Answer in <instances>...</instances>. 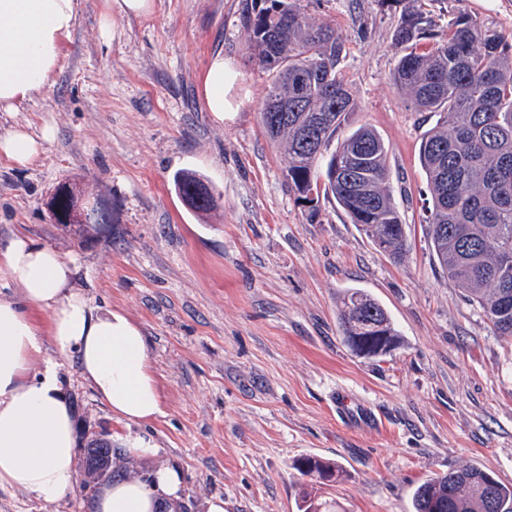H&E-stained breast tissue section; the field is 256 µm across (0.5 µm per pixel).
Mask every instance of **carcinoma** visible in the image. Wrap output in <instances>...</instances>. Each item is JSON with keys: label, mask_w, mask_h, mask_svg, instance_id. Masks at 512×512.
<instances>
[{"label": "carcinoma", "mask_w": 512, "mask_h": 512, "mask_svg": "<svg viewBox=\"0 0 512 512\" xmlns=\"http://www.w3.org/2000/svg\"><path fill=\"white\" fill-rule=\"evenodd\" d=\"M299 0H264L265 7L241 18L250 57L271 74L261 107L270 141L284 150L283 176L298 198L312 203L320 173L324 191L359 225L376 250L399 262L406 253L401 213L388 190L389 164L384 140L361 126L326 156L328 146L356 109L340 64L344 45L335 28L316 24ZM428 22L415 13L401 18V46L392 72L394 86L416 112L439 115L420 146L430 206L426 234L440 267L475 304L499 336H512V36L481 26L459 13L448 37L418 46ZM206 180L192 170L174 174L181 199L198 214L216 207L214 194L192 202ZM74 189L58 196L60 216L77 208ZM339 327L348 349L370 357L365 346L384 335L400 336L385 309L359 288L339 298ZM293 468L307 482L299 492V512H332L319 487L335 481L341 467L306 456ZM412 512H512V484L480 467L450 470L423 480L414 490Z\"/></svg>", "instance_id": "1"}]
</instances>
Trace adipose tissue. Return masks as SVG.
Returning a JSON list of instances; mask_svg holds the SVG:
<instances>
[{"mask_svg": "<svg viewBox=\"0 0 512 512\" xmlns=\"http://www.w3.org/2000/svg\"><path fill=\"white\" fill-rule=\"evenodd\" d=\"M77 18V0H0V112L18 111L50 86ZM234 77L223 55L210 58L202 87L216 119L229 109L224 87ZM53 136L50 128L38 139L14 128L0 136V155L28 166ZM0 268L20 292L16 300L0 297V487L55 503L74 487L78 446L58 359L76 355L82 377L126 425L155 419L161 394L143 329L122 310L91 305L74 285V258L17 233L0 243ZM38 312L48 315L47 331L34 319ZM125 445L129 456L149 463V472L103 484L94 512H174L180 470L158 462L150 438L131 434Z\"/></svg>", "mask_w": 512, "mask_h": 512, "instance_id": "ef3b65f1", "label": "adipose tissue"}]
</instances>
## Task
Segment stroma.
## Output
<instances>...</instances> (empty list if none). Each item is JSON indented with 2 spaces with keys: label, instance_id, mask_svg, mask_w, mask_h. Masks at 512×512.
<instances>
[{
  "label": "stroma",
  "instance_id": "obj_1",
  "mask_svg": "<svg viewBox=\"0 0 512 512\" xmlns=\"http://www.w3.org/2000/svg\"><path fill=\"white\" fill-rule=\"evenodd\" d=\"M261 0H153L144 16L113 15L80 0L76 27L51 86L0 112L41 136L21 168L0 156V240L23 232L74 257L93 304L123 310L150 341L162 413L148 431L161 460L184 474L179 512H298L304 455L338 462L322 486L339 512H411L414 488L479 465L512 484V338L494 335L479 309L434 259L419 147L436 117L414 111L391 80L401 16L415 9L444 35L458 12L512 35V0H300L336 27L341 69L356 100L351 127L376 129L388 148L390 190L408 253L380 254L334 199L318 211L289 192L282 155L260 108L270 76L251 64L240 18ZM237 73L216 120L202 91L211 56ZM208 180L217 208L192 212L171 187L181 169ZM71 183L98 201L103 224L73 232L51 223L47 194ZM360 288L381 303L401 344L376 360L354 357L338 327L339 296ZM80 433L122 448L127 427L59 361ZM368 404L378 422L348 424L336 394ZM74 486L47 505L0 489V512H91Z\"/></svg>",
  "mask_w": 512,
  "mask_h": 512
}]
</instances>
